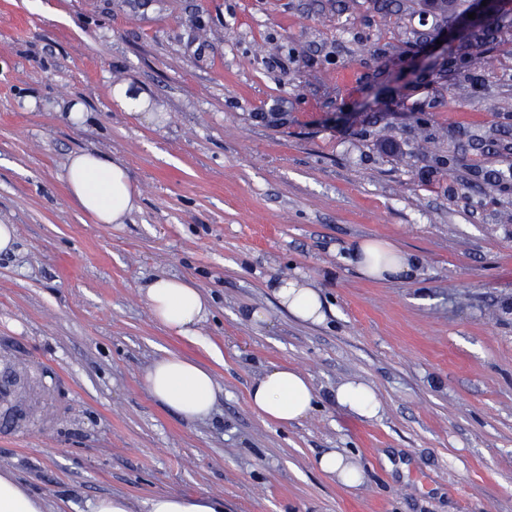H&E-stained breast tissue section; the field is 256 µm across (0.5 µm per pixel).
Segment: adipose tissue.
<instances>
[{"instance_id": "1", "label": "adipose tissue", "mask_w": 512, "mask_h": 512, "mask_svg": "<svg viewBox=\"0 0 512 512\" xmlns=\"http://www.w3.org/2000/svg\"><path fill=\"white\" fill-rule=\"evenodd\" d=\"M71 200L97 224H122L137 209L140 190L127 168L96 151L69 157L61 174ZM365 277L375 281L401 280L412 274L420 260L392 242L365 238L348 259ZM151 318L169 331L196 339L211 314V304L194 283L163 273L141 290ZM272 293L279 306L295 319L319 324L326 318L319 290L302 278L277 281ZM150 395L181 418L208 417L223 393L209 367L174 352L157 358L143 373ZM316 392L301 370L274 366L249 388L252 409L265 420L286 426L308 417L315 408ZM334 401L340 410L365 419L376 418L381 404L374 388L362 380L339 384ZM146 512H224L222 498L212 495L158 494L144 503ZM0 512H50L47 502L33 496L10 473H0Z\"/></svg>"}]
</instances>
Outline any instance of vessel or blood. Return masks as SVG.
I'll return each instance as SVG.
<instances>
[{
    "mask_svg": "<svg viewBox=\"0 0 512 512\" xmlns=\"http://www.w3.org/2000/svg\"><path fill=\"white\" fill-rule=\"evenodd\" d=\"M45 391L42 367L20 350L0 348V406H8L20 399L41 403L43 433L50 438L55 434V409L45 404Z\"/></svg>",
    "mask_w": 512,
    "mask_h": 512,
    "instance_id": "b4317fda",
    "label": "vessel or blood"
}]
</instances>
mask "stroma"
<instances>
[{
	"label": "stroma",
	"mask_w": 512,
	"mask_h": 512,
	"mask_svg": "<svg viewBox=\"0 0 512 512\" xmlns=\"http://www.w3.org/2000/svg\"><path fill=\"white\" fill-rule=\"evenodd\" d=\"M419 0H0V340L37 360L65 413L0 437V471L49 505L91 512L174 493L225 512H512V11L448 46ZM475 93L450 100L456 74ZM126 83L146 114L112 99ZM87 120L66 122L59 100ZM437 130V154L419 150ZM120 160L139 183L123 224H96L57 174L70 155ZM408 165H400V155ZM364 238L419 255L380 283L346 263ZM184 278L211 303L203 339L155 323L140 292ZM303 277L324 323L276 302ZM263 321L249 318L252 310ZM172 351L224 390L188 422L145 369ZM296 367L318 400L281 427L249 405L255 376ZM357 378L382 410L333 393ZM346 453L348 487L317 459ZM333 399L337 408L361 418H376L381 411L374 388L362 380H348L339 384ZM131 500L121 495H104L92 504L91 512H135Z\"/></svg>",
	"instance_id": "1"
}]
</instances>
